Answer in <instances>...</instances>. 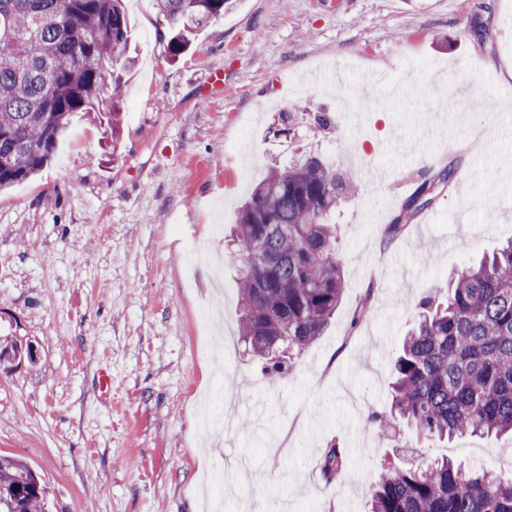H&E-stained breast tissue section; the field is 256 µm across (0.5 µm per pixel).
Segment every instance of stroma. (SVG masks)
<instances>
[{
	"label": "stroma",
	"instance_id": "obj_1",
	"mask_svg": "<svg viewBox=\"0 0 512 512\" xmlns=\"http://www.w3.org/2000/svg\"><path fill=\"white\" fill-rule=\"evenodd\" d=\"M135 66L118 125L76 115L36 177L0 193V336L34 360L0 365V454L26 463L47 512H369L384 459L447 456L512 473V437L449 444L371 421L388 409L393 361L422 297L512 239V0H228L173 58L155 0H125ZM224 93L197 95L209 71ZM480 94L492 110L448 105ZM371 106L367 133L348 103ZM295 112L293 141L270 138ZM320 111L329 130L313 132ZM359 182L333 216L344 289L329 325L289 371L261 372L238 333L237 258L190 284L186 253L234 223L250 186L294 147ZM457 179L405 231L384 228L448 160ZM371 165L394 174L381 192ZM224 307L233 346L213 380L197 344L201 305ZM362 321H355L358 308ZM112 376L111 396L99 389ZM214 392L223 436L200 441L198 400ZM349 478L325 483L332 444Z\"/></svg>",
	"mask_w": 512,
	"mask_h": 512
}]
</instances>
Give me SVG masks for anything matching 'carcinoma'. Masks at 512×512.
<instances>
[{
    "label": "carcinoma",
    "mask_w": 512,
    "mask_h": 512,
    "mask_svg": "<svg viewBox=\"0 0 512 512\" xmlns=\"http://www.w3.org/2000/svg\"><path fill=\"white\" fill-rule=\"evenodd\" d=\"M123 0H0V192L49 162L75 114L100 111L112 90V138L119 135V87L135 60ZM173 35L164 51L184 53L191 37L224 16L228 0H156ZM294 114L269 127L295 135ZM458 175L457 161L421 181L385 235L398 236ZM321 156L305 154L268 169L240 207L227 245L236 248L239 332L262 372L276 377L322 335L343 292L336 225L342 196L356 193ZM417 320L393 364L383 431L397 424L433 440L512 434V241L457 272L447 292L421 298ZM334 444L321 462L326 481L346 471ZM0 512H42L46 488L21 460L0 455ZM369 512H512V478L462 470L443 458L387 464Z\"/></svg>",
    "instance_id": "cac0c4a2"
}]
</instances>
